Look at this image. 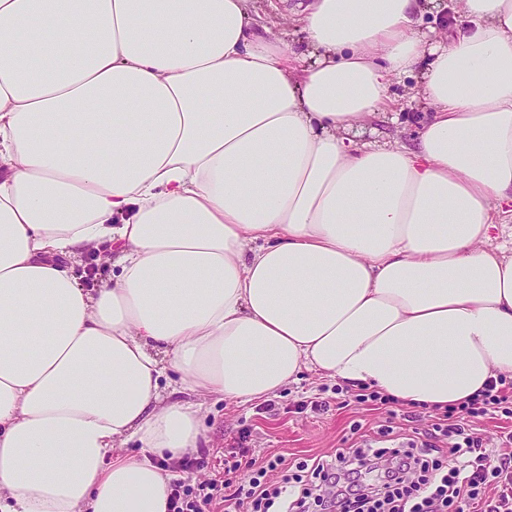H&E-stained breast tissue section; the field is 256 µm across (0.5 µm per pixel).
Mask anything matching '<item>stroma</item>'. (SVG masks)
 Instances as JSON below:
<instances>
[{
	"instance_id": "35a3bbf8",
	"label": "stroma",
	"mask_w": 512,
	"mask_h": 512,
	"mask_svg": "<svg viewBox=\"0 0 512 512\" xmlns=\"http://www.w3.org/2000/svg\"><path fill=\"white\" fill-rule=\"evenodd\" d=\"M250 12L259 34L286 39L295 50H305V35L290 24L286 0L276 8L271 7L270 0H251ZM461 14V0H425L418 27L432 32L434 40L441 42ZM421 81L418 68L393 79L389 94L399 120L374 119L371 141L397 138L409 144L416 140L427 110L418 94ZM163 395L203 403L205 430L194 462L166 466L173 479L190 486L209 479L235 485L247 481L248 472L240 465L243 457L239 450L243 447L248 448L250 458L260 463L277 461L279 470L284 471L304 459L336 454L364 438L388 439L396 446L406 438L421 440L438 418L434 410L362 401L358 389L310 373L276 397L249 404L236 405L217 394L201 397L189 391L167 389Z\"/></svg>"
}]
</instances>
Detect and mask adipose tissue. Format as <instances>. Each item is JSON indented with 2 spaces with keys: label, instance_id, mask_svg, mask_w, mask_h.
<instances>
[{
  "label": "adipose tissue",
  "instance_id": "obj_1",
  "mask_svg": "<svg viewBox=\"0 0 512 512\" xmlns=\"http://www.w3.org/2000/svg\"><path fill=\"white\" fill-rule=\"evenodd\" d=\"M421 10L298 0L302 53L248 0H0V512H168L202 405L164 378L439 411L512 379V0L428 62ZM421 62L416 142L363 140ZM101 255V252L85 253L70 262L74 274L79 277L84 287L94 288L101 277L105 278L112 273L113 275L118 273V268L103 263Z\"/></svg>",
  "mask_w": 512,
  "mask_h": 512
}]
</instances>
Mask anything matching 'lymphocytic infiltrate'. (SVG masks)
Here are the masks:
<instances>
[{
    "instance_id": "f902f5d3",
    "label": "lymphocytic infiltrate",
    "mask_w": 512,
    "mask_h": 512,
    "mask_svg": "<svg viewBox=\"0 0 512 512\" xmlns=\"http://www.w3.org/2000/svg\"><path fill=\"white\" fill-rule=\"evenodd\" d=\"M498 409L512 418V398L490 382L480 398L445 410L427 440L406 448L363 444L333 458L299 462L293 473L271 481L275 462L251 469L247 484L229 489L210 480L190 487L174 484L169 512H206L231 496L251 512H512V432L501 448L484 447L466 433L464 421Z\"/></svg>"
}]
</instances>
